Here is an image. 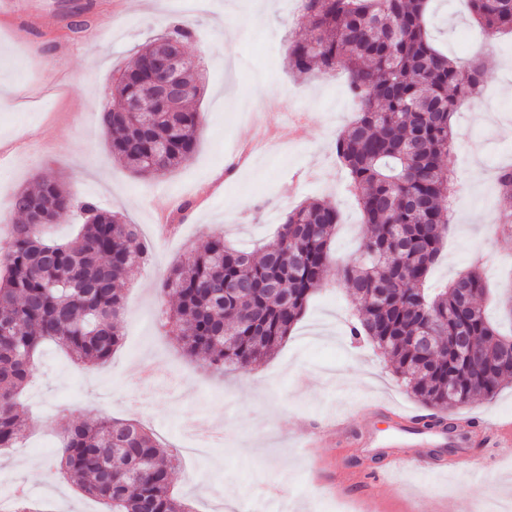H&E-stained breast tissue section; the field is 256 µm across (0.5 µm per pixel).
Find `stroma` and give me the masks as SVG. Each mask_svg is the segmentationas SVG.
I'll use <instances>...</instances> for the list:
<instances>
[{
    "label": "stroma",
    "instance_id": "stroma-1",
    "mask_svg": "<svg viewBox=\"0 0 512 512\" xmlns=\"http://www.w3.org/2000/svg\"><path fill=\"white\" fill-rule=\"evenodd\" d=\"M68 0H12L0 13V239L20 217L17 191L39 176L57 177L74 204L92 200L139 226L150 257L135 266L123 289L122 341L99 368L75 366L55 347L41 355L22 400L29 422L18 447L0 451V499L27 489L43 512H108L51 468L65 423L107 415L141 422L162 450L183 449L173 493L191 512H224L234 492L248 512H476L478 491L512 502V446L483 443L472 460L460 449L431 448L435 474L412 467L397 473L404 494L365 476L387 468L386 458L361 447V436L390 439L387 424L361 413L373 402L401 412L422 410L387 359L369 342H354V311L337 265L353 258L367 233L346 189L335 141L356 116L348 77L336 70L299 75L286 64L290 41L306 32L293 0H92L79 33L66 29ZM176 17L192 29L186 50L199 62L204 91L194 100L203 126L193 158L155 177L132 173L111 151L101 115L112 105V76L139 47ZM430 34L459 63L482 64L486 81L474 101L453 117L454 140L444 160L458 188L456 219L430 275L438 288L488 261L489 316L500 319L494 292L512 282V231L499 218L512 198L496 185L498 168L512 165V35L487 38L467 0H432ZM488 112L477 121L476 109ZM274 136L279 151L235 164L238 148ZM310 199L331 201L341 213L332 264L292 334L259 364L218 373L187 356L162 327L161 276L180 257L220 233L239 248L258 251L272 240L288 211ZM346 416V440L315 439L327 412ZM222 413L221 443L192 453L189 425ZM457 418L512 424V383L491 398L456 409ZM208 490H201L202 477Z\"/></svg>",
    "mask_w": 512,
    "mask_h": 512
}]
</instances>
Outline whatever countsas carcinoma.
Segmentation results:
<instances>
[{
  "label": "carcinoma",
  "mask_w": 512,
  "mask_h": 512,
  "mask_svg": "<svg viewBox=\"0 0 512 512\" xmlns=\"http://www.w3.org/2000/svg\"><path fill=\"white\" fill-rule=\"evenodd\" d=\"M431 0H303L306 35L288 45V68L299 74L348 73L359 115L337 137L347 189L368 226L353 259L336 268L359 301L349 334L370 340L425 406L451 413L491 397L512 380V334L475 303L485 275L474 267L437 293L426 288L448 234L452 195L443 158L453 143L452 119L484 80L479 65L462 69L433 43ZM489 37L512 32V0H468ZM191 31L176 25L146 42L112 77L120 105L158 76L165 44H183ZM181 81L195 93L180 101L149 102L140 111L102 115L112 154L143 176L173 170L195 152L202 113L189 107L201 91L200 69ZM13 224L0 245V449L14 448L26 427L19 395L43 346L55 343L75 362L103 366L121 341L122 287L149 250L135 224L86 201L72 240L47 229L72 208L56 180L19 191ZM340 214L330 202L302 204L285 216L278 237L260 257L211 237L174 264L160 294L176 296L162 311L182 350L216 370L243 368L271 356L303 317L331 262ZM240 291L216 296L224 282ZM432 329L434 351L423 355L409 337ZM465 336L473 356L461 357L452 337ZM59 472L112 512H188L170 492L174 455L159 449L140 424L104 417L62 432Z\"/></svg>",
  "instance_id": "obj_1"
}]
</instances>
